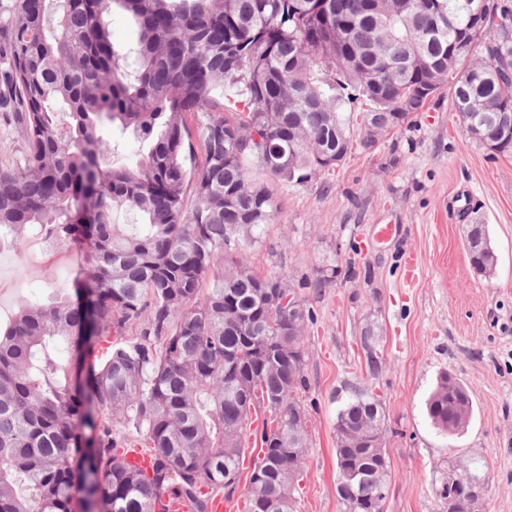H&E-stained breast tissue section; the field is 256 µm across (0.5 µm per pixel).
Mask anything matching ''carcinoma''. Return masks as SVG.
<instances>
[{"instance_id": "cac0c4a2", "label": "carcinoma", "mask_w": 512, "mask_h": 512, "mask_svg": "<svg viewBox=\"0 0 512 512\" xmlns=\"http://www.w3.org/2000/svg\"><path fill=\"white\" fill-rule=\"evenodd\" d=\"M11 0L0 106L28 154L0 169V235L90 242L81 272L0 324V512H211L238 487L244 512H298L307 426V306L271 311L290 275L254 273L244 244L276 222L272 182L341 166L448 90L467 134L512 154V0ZM135 26L112 39L110 16ZM196 120V128L186 116ZM139 144L110 162L115 136ZM202 155H197V152ZM122 215L137 221L120 224ZM465 239L477 273L497 265ZM356 276L323 266L317 295ZM365 372L386 361L371 328ZM336 412L341 512H384L390 461L374 388L348 384ZM442 432L469 424L473 395L442 373L427 403ZM261 425L251 428L253 419ZM153 460L127 466L128 448ZM441 469L447 512H484Z\"/></svg>"}]
</instances>
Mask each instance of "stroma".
Listing matches in <instances>:
<instances>
[{
  "mask_svg": "<svg viewBox=\"0 0 512 512\" xmlns=\"http://www.w3.org/2000/svg\"><path fill=\"white\" fill-rule=\"evenodd\" d=\"M277 223L244 257L257 273L311 276L336 259L375 269L314 296L304 348L310 388L308 448L299 512H339L334 424L345 382L364 371L360 338L373 327L386 353L374 385L385 413L390 460L384 512H446L436 495L449 459L483 458L487 512H512V155L495 156L467 135L448 94L369 151L304 185L276 184ZM471 205L498 255L492 277L471 267L459 212ZM357 243L359 255L349 245ZM34 237L0 245V273L15 284L0 295V319L41 302L71 281L81 250L48 256ZM418 275L407 281L406 253ZM473 392L474 414L461 435L435 429L426 401L440 372Z\"/></svg>",
  "mask_w": 512,
  "mask_h": 512,
  "instance_id": "stroma-1",
  "label": "stroma"
}]
</instances>
